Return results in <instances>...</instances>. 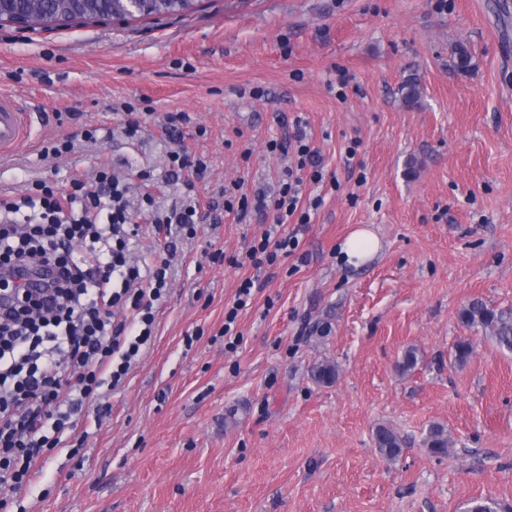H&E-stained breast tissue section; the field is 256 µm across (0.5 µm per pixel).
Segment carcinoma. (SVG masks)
<instances>
[{"mask_svg": "<svg viewBox=\"0 0 512 512\" xmlns=\"http://www.w3.org/2000/svg\"><path fill=\"white\" fill-rule=\"evenodd\" d=\"M200 0H151L149 13L155 18L182 15L199 9ZM22 17L35 21L44 27H73L83 20L132 21L140 18V13L129 9L125 0H13L4 12L0 11V21L9 23ZM453 64L467 71L472 66V54L466 44L459 42L453 48ZM405 103L413 105L422 95V88L415 78L407 79L400 86ZM459 320L465 326L482 330L503 351L512 353V307L496 308L476 299L466 304L459 312ZM474 352L468 339L458 341L452 352L457 365L465 364ZM418 363V353L414 348L407 349L396 364L401 374L411 372ZM311 379L320 385L334 383L339 377L338 367L322 361L310 369ZM373 443L379 455L387 461L397 460L406 446L405 439L396 430L380 426L373 433ZM423 445L434 456H446L453 448V439L441 424H433L423 438ZM502 505L492 498H476L463 503L460 512H500Z\"/></svg>", "mask_w": 512, "mask_h": 512, "instance_id": "1", "label": "carcinoma"}]
</instances>
